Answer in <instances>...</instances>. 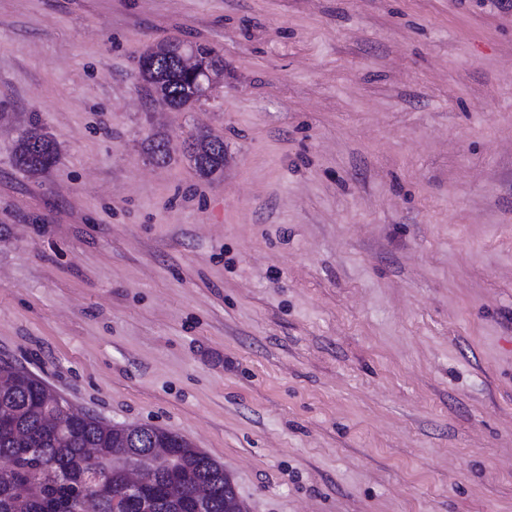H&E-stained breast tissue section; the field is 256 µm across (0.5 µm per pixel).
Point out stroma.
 Here are the masks:
<instances>
[{
  "label": "stroma",
  "mask_w": 512,
  "mask_h": 512,
  "mask_svg": "<svg viewBox=\"0 0 512 512\" xmlns=\"http://www.w3.org/2000/svg\"><path fill=\"white\" fill-rule=\"evenodd\" d=\"M168 39L224 57L180 111L136 67ZM1 359L246 512H512V11L0 0ZM57 146L32 120L30 130L22 136L14 152L15 164L31 175L47 172L55 162ZM185 154L195 173L202 179H213L224 170V140L207 133L185 141Z\"/></svg>",
  "instance_id": "obj_1"
}]
</instances>
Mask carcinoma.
Segmentation results:
<instances>
[{"mask_svg": "<svg viewBox=\"0 0 512 512\" xmlns=\"http://www.w3.org/2000/svg\"><path fill=\"white\" fill-rule=\"evenodd\" d=\"M177 44L165 40L141 61L139 75L156 99L173 109L200 98L195 78L180 68ZM208 70H224V56L196 47ZM195 173L213 179L224 170V140L207 133L185 142ZM57 146L31 123L14 152L15 164L31 175L47 172ZM65 414V431L45 426L43 413ZM153 471L135 495L125 492L126 476ZM210 486L198 497L191 485ZM235 494L224 481V465L193 447L180 435L152 425L134 437L119 426L104 427L95 416L73 412L67 401L47 397L44 384L13 366H0V512H85V497L95 512H226L225 495Z\"/></svg>", "mask_w": 512, "mask_h": 512, "instance_id": "1", "label": "carcinoma"}]
</instances>
